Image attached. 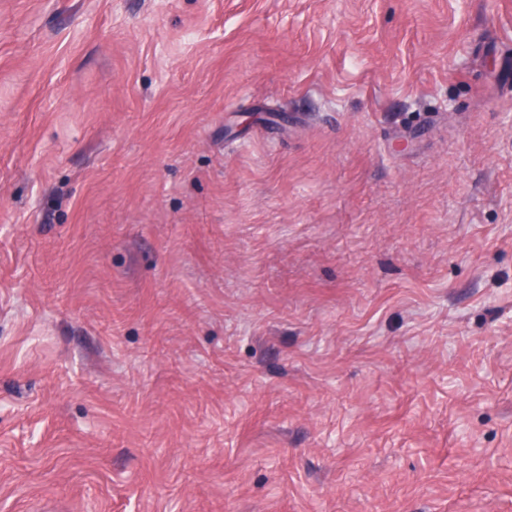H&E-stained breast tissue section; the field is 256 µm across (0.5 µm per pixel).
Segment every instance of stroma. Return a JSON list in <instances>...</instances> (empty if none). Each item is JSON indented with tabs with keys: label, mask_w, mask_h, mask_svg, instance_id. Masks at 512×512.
<instances>
[{
	"label": "stroma",
	"mask_w": 512,
	"mask_h": 512,
	"mask_svg": "<svg viewBox=\"0 0 512 512\" xmlns=\"http://www.w3.org/2000/svg\"><path fill=\"white\" fill-rule=\"evenodd\" d=\"M512 512V0H0V512Z\"/></svg>",
	"instance_id": "obj_1"
}]
</instances>
